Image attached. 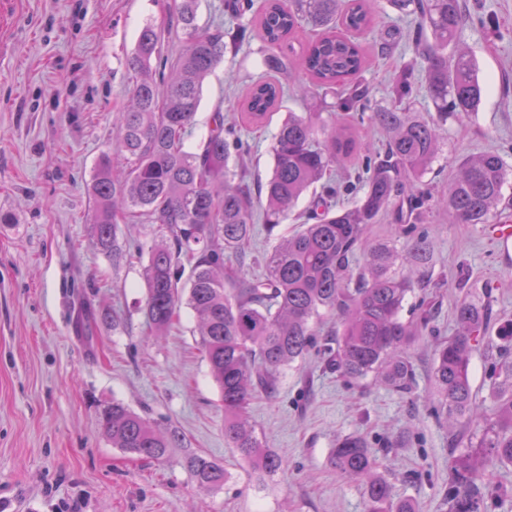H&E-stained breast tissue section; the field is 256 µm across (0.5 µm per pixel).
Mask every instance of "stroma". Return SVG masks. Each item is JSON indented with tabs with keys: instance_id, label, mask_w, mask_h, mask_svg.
I'll return each instance as SVG.
<instances>
[{
	"instance_id": "35a3bbf8",
	"label": "stroma",
	"mask_w": 512,
	"mask_h": 512,
	"mask_svg": "<svg viewBox=\"0 0 512 512\" xmlns=\"http://www.w3.org/2000/svg\"><path fill=\"white\" fill-rule=\"evenodd\" d=\"M263 0H200V25H222L233 38ZM471 20L463 40L484 98L478 112L448 124L443 152L424 181L448 190L456 156L485 150L512 163V0H465ZM172 0H0V512H363L359 484L329 463L332 442L361 435L395 498L415 512H445L448 432L424 403L366 379L351 385L310 354L285 372L279 394L259 396L248 418L283 472L257 479L224 440V409L196 344V320L151 335L143 306L142 252L154 233L120 225L131 261L113 264L92 243L89 188L99 159L116 141L114 116L130 101L127 58L146 23L165 28ZM376 31L361 43L371 65L364 79L372 108L392 106L394 80L411 73L414 111L431 107L412 49L413 26L388 0L372 4ZM391 49L380 53L381 41ZM258 34L205 78L189 148H196L215 108L236 123L250 181L265 180L270 144L282 119L302 112L296 79L261 126L242 112L253 81L264 75ZM423 228L434 253L433 277L448 288L416 289L403 312L434 302L436 337L454 334V307L486 295L492 320L512 318V239L489 224H451L440 210ZM96 314L90 335L76 322ZM119 401L161 427L178 430L183 447L150 461L112 446L103 406ZM223 464L221 488L199 490L183 465L186 452Z\"/></svg>"
}]
</instances>
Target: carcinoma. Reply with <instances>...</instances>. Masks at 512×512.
<instances>
[{"label": "carcinoma", "instance_id": "cac0c4a2", "mask_svg": "<svg viewBox=\"0 0 512 512\" xmlns=\"http://www.w3.org/2000/svg\"><path fill=\"white\" fill-rule=\"evenodd\" d=\"M402 16L416 20L414 42L422 60L423 88L434 115L422 119L402 106L412 91L408 75L396 80L397 101L373 110L363 73L369 60L359 37L372 30L365 0H265L258 25L269 53V72L288 68L291 44L303 24L316 36L301 48L299 68L313 80L304 92L314 98L337 94L326 112H290L271 147L273 168L262 195L253 194L245 171L233 161L232 131L224 113H212L208 134L197 150L185 148L194 125L206 76L224 60L227 44L220 26L198 23V0H174L170 15L182 35L176 66L165 73L164 29L146 24L128 59L134 72L132 104L116 118V150L123 172L114 174L105 156L90 192L92 235L96 247L117 263L132 257L119 244V223H145L156 237L144 267V312L150 328L165 333L182 305L198 319L197 345L206 359L224 405V441L265 478L285 466L282 456L266 449L250 424L246 409L257 395L274 397L284 371L310 352L328 369L348 380L372 377L412 400L434 402L449 424L451 454L445 512H487L488 501L507 495L486 478V461L512 464V320L491 332L488 309L476 299L456 307V331L437 343L429 390L419 393L411 349L434 333L433 306L418 305L411 322L402 320L407 297L415 289L445 288L432 280V248L417 231L431 201L421 178L441 153L450 120L479 110L482 87L476 64L462 45L467 13L463 0H388ZM284 93L271 79L254 82L245 100V116L264 123ZM359 111L387 135L381 151L356 168L362 145L355 124L341 112ZM350 164L349 187L359 197L336 208L331 171ZM512 166L495 151L460 158L448 181V194L437 201L450 224H494L503 187ZM312 193L315 222L277 235L263 257V275L244 279L232 261L245 253L255 224L256 204L268 234H275ZM392 216L394 233L365 241L369 225ZM363 262L353 271L356 251ZM333 316L332 338L322 343L318 324ZM493 356L490 369L492 414L478 431L479 417L470 383L475 351ZM112 447L138 457L165 460L183 438L161 428L122 403L101 411ZM329 465L343 478L360 483L365 512H415L394 499L392 485L378 471L363 438L335 440ZM185 467L198 487L224 485V466L189 453Z\"/></svg>", "mask_w": 512, "mask_h": 512}]
</instances>
